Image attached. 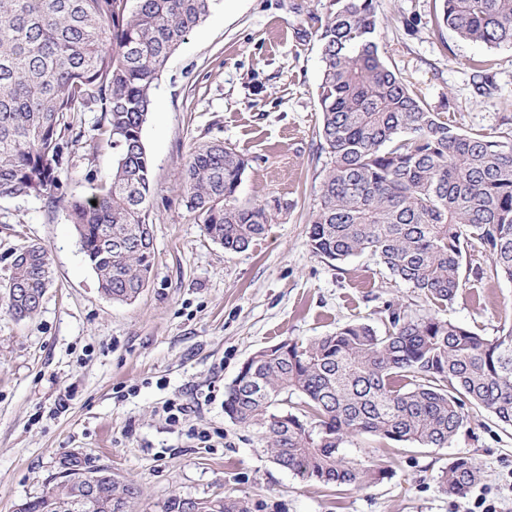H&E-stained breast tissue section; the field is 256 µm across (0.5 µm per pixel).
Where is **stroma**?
<instances>
[{
  "instance_id": "1",
  "label": "stroma",
  "mask_w": 512,
  "mask_h": 512,
  "mask_svg": "<svg viewBox=\"0 0 512 512\" xmlns=\"http://www.w3.org/2000/svg\"><path fill=\"white\" fill-rule=\"evenodd\" d=\"M329 0H218L170 57L142 131L152 165L155 256L130 303L103 295L70 221L68 199L112 174L101 113H82V148L60 172L61 201L0 199V512L40 496L78 458L109 467L143 491L141 512L175 494L248 497L253 512H466L440 475L456 457L483 472L473 494L512 512V428L465 406L466 426L445 448L362 436L349 455L382 460L389 475L356 490L326 487L274 463L256 430L224 413L242 364L286 338L308 340L365 322L388 327L387 308L429 313L485 336L512 326V281L468 277L454 301L432 305L367 254L315 256L307 229L327 157L319 150L320 46ZM379 51L430 107L464 130L512 125V50L487 49L440 26L434 0H376ZM495 89L477 95L473 63ZM245 154L241 201L285 208L264 236L229 252L187 211L178 177L196 146ZM50 253L53 283L25 319L3 288L15 250ZM185 404L179 424L164 408ZM212 432L210 443L196 438Z\"/></svg>"
}]
</instances>
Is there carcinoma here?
<instances>
[{"instance_id":"cac0c4a2","label":"carcinoma","mask_w":512,"mask_h":512,"mask_svg":"<svg viewBox=\"0 0 512 512\" xmlns=\"http://www.w3.org/2000/svg\"><path fill=\"white\" fill-rule=\"evenodd\" d=\"M214 0H0V198L55 201L59 171L81 136L79 112L104 114L112 176L68 201L82 253L110 300L137 298L154 260L149 222L151 163L142 141L152 90L172 54L209 15ZM440 22L460 39L512 49V0H438ZM374 0H330L318 29L321 150L328 155L308 232L310 251L328 261L369 253L393 277L434 303L463 286L468 250L485 251L482 278L512 280V129L465 131L431 111L381 56ZM479 95L492 82L475 64ZM248 160L222 143L196 147L179 175L185 206L207 235L242 252L274 223L280 202L237 196ZM96 204H91V201ZM12 262L10 279L29 291L18 319L38 310L53 282L48 250ZM378 333L350 323L307 342L285 339L257 351L227 387L224 413L254 427L279 466L323 485L363 489L388 475L346 452L362 435L444 448L465 425L469 403L512 427V328L493 337L437 315L389 312ZM296 406L284 407L292 395ZM465 455L442 470L459 498L481 482ZM134 512L141 488L72 459L42 495L17 512ZM196 512H252L246 497L198 498Z\"/></svg>"}]
</instances>
